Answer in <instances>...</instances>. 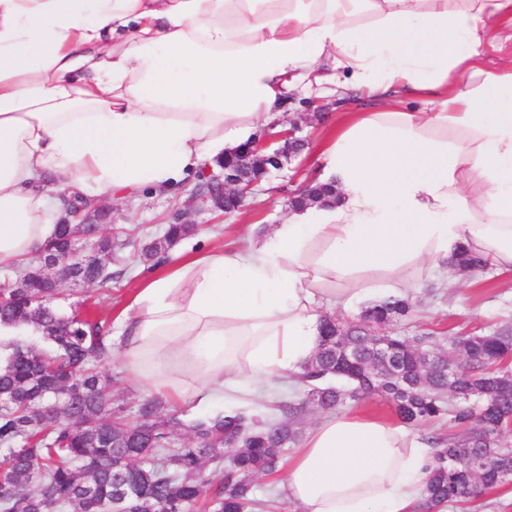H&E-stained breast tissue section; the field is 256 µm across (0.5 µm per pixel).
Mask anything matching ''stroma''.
<instances>
[{
	"label": "stroma",
	"instance_id": "1",
	"mask_svg": "<svg viewBox=\"0 0 512 512\" xmlns=\"http://www.w3.org/2000/svg\"><path fill=\"white\" fill-rule=\"evenodd\" d=\"M324 104L319 114L307 112L300 100H292L276 124L257 122L254 137H261L271 127H286L297 122L308 138L309 145L301 157L291 160L282 170L268 174L254 187L245 205L230 214L212 209L210 204L195 198V179H188L173 194L155 195L149 192L119 200L102 198L110 210V222L103 233L126 229L136 244L142 245L160 237L175 212L186 213L197 226L194 235L178 242L168 254L169 264H176L179 252L201 254L217 248L242 246L250 232L270 233L282 223L289 212L288 202L305 182L315 179L324 167L320 147L332 135L335 125L344 120V107L353 103V95H340L328 90L322 93ZM112 270L117 278L99 286L85 287L62 303V313L79 310L101 318H117L132 302L138 288L149 278L143 262L135 260L132 249L112 252ZM444 273L434 271L424 277L423 284L413 295L415 312L411 318L392 325V332L415 336L430 333L436 340L458 331H476L486 326L512 327V275H488L484 279H464L450 291L435 294L431 285L442 286ZM301 388L281 381L266 400L237 402L239 410L252 419L268 421L278 418V405L283 401H302Z\"/></svg>",
	"mask_w": 512,
	"mask_h": 512
}]
</instances>
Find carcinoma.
<instances>
[{
    "instance_id": "carcinoma-1",
    "label": "carcinoma",
    "mask_w": 512,
    "mask_h": 512,
    "mask_svg": "<svg viewBox=\"0 0 512 512\" xmlns=\"http://www.w3.org/2000/svg\"><path fill=\"white\" fill-rule=\"evenodd\" d=\"M79 228L59 225L46 247L63 252ZM196 232L193 224H169L138 257L162 265L170 247ZM113 239L94 237L89 250L100 262L92 277L112 281ZM457 265L471 276L485 271L482 260L462 252ZM39 268L6 274L0 280V322L29 323L31 330L0 343V512H246L253 501L252 478L276 469L295 444L300 410L290 404L283 417L250 422L241 412L218 413L189 426L193 445L178 443L179 421L147 398L131 421L112 408L102 361L112 356V322L75 311H59L62 289L33 279L15 281ZM408 298L366 307L360 320L321 321L320 350L299 375L306 402L332 408L345 399L380 396L402 423L415 426L448 415L460 434L435 437L430 476L420 508L431 510L475 499L512 481V448L501 446V431L512 423V331L463 332L448 336L456 387L439 370L421 376L418 352L432 337L399 336L386 330L413 314ZM360 345L388 337L406 375L417 379L414 394L401 399L378 390L364 371L370 352L353 363L331 337ZM232 452L224 466L226 452Z\"/></svg>"
}]
</instances>
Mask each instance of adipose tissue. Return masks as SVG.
<instances>
[{"label": "adipose tissue", "instance_id": "adipose-tissue-1", "mask_svg": "<svg viewBox=\"0 0 512 512\" xmlns=\"http://www.w3.org/2000/svg\"><path fill=\"white\" fill-rule=\"evenodd\" d=\"M512 0H0V268L32 260L66 194L166 193L272 121L351 87L321 182L244 247L144 281L120 317L132 377L205 404L263 396L320 343V300L405 297L461 251L512 272V66H479ZM420 99L426 112L401 110ZM432 449L332 414L282 487L301 512H412Z\"/></svg>", "mask_w": 512, "mask_h": 512}]
</instances>
